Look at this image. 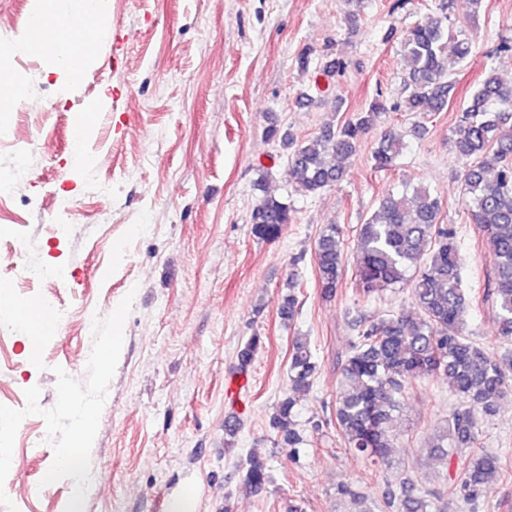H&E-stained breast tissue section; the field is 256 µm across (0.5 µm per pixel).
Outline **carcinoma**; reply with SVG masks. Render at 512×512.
Here are the masks:
<instances>
[{
  "label": "carcinoma",
  "instance_id": "obj_1",
  "mask_svg": "<svg viewBox=\"0 0 512 512\" xmlns=\"http://www.w3.org/2000/svg\"><path fill=\"white\" fill-rule=\"evenodd\" d=\"M473 35L448 27V15L433 14L409 27L401 51L408 64L402 76L401 101L378 96L368 109L355 112L338 127L328 125L319 135L297 144L274 124L268 136L290 150L288 183L295 192L312 197L343 178L348 161L388 111L439 112L455 88L452 63L468 59ZM311 50L298 55L299 69L315 80L332 81L347 62L333 48L311 66ZM404 147V135L387 129L372 150V167L387 171ZM452 153L465 163L462 199L469 222L486 237L491 270L487 294L496 308L495 341H512V84L505 85L491 68L457 113L450 140ZM440 200L417 186L379 199L378 210L359 225L354 252L356 285L365 298L394 288H410L413 311L364 320L340 371V390L331 421L345 446L355 455L381 465L388 461L394 437L392 425L403 393L415 382L440 378L458 399L448 419L433 436L431 453L443 460L457 457L458 476L432 490L412 494L404 486L383 492L385 512H439L456 501L478 512L487 486L506 473L500 455L479 449L484 417L492 415L509 392L512 352L495 359L489 345L466 332L470 299L462 287L461 248L452 224L439 222ZM288 200L265 193L250 216L259 239H278L292 223ZM342 233L334 224L320 232L314 249L321 296L332 298L344 272ZM297 296H281V318L292 321ZM261 344L252 336L238 354L240 370L250 365ZM318 364L307 337L292 341L288 389L278 401L269 426L283 444L296 449L303 437L294 428V409L313 386ZM270 483L263 459L248 458L244 484L253 492Z\"/></svg>",
  "mask_w": 512,
  "mask_h": 512
}]
</instances>
